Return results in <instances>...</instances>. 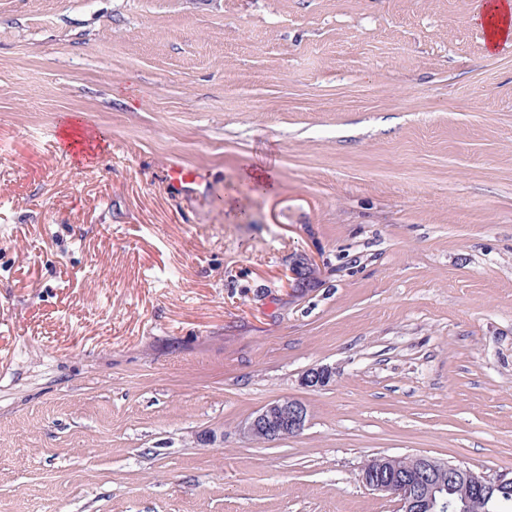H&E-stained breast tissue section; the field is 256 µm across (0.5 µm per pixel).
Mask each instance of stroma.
<instances>
[{
	"label": "stroma",
	"instance_id": "stroma-1",
	"mask_svg": "<svg viewBox=\"0 0 512 512\" xmlns=\"http://www.w3.org/2000/svg\"><path fill=\"white\" fill-rule=\"evenodd\" d=\"M481 3L0 0V512H398L371 457L512 472ZM282 399L302 433L246 437Z\"/></svg>",
	"mask_w": 512,
	"mask_h": 512
}]
</instances>
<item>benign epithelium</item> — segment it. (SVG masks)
Returning <instances> with one entry per match:
<instances>
[{"label": "benign epithelium", "mask_w": 512, "mask_h": 512, "mask_svg": "<svg viewBox=\"0 0 512 512\" xmlns=\"http://www.w3.org/2000/svg\"><path fill=\"white\" fill-rule=\"evenodd\" d=\"M332 372L326 367L312 368L303 377L309 388L326 386ZM309 420L307 406L294 399L277 400L255 412L244 425V434L275 441L301 433ZM398 456H376L364 463L361 482L370 490L387 494L399 502V512H462L487 500L491 487L512 485V477H494L460 464L427 455H410L403 465ZM459 497L448 498V488Z\"/></svg>", "instance_id": "7a95c632"}]
</instances>
